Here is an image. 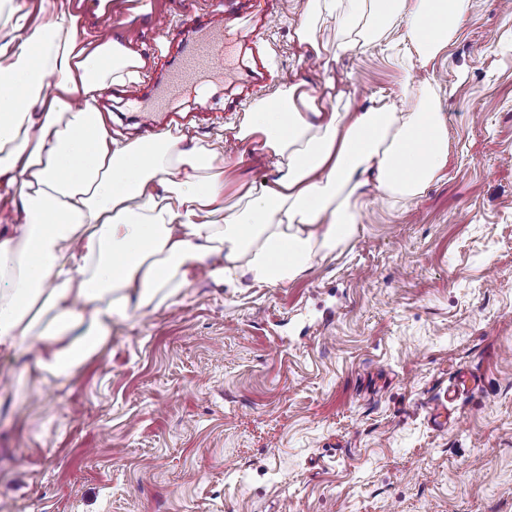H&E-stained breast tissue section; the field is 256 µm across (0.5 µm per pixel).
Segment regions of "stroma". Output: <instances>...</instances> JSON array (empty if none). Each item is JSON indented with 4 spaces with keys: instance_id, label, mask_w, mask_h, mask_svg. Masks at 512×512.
I'll return each instance as SVG.
<instances>
[{
    "instance_id": "1",
    "label": "stroma",
    "mask_w": 512,
    "mask_h": 512,
    "mask_svg": "<svg viewBox=\"0 0 512 512\" xmlns=\"http://www.w3.org/2000/svg\"><path fill=\"white\" fill-rule=\"evenodd\" d=\"M270 0L249 64L167 110L204 143L235 105L305 74L298 12ZM178 0H113V39L163 75L147 38ZM317 39L350 108H405L429 85L448 124V161L417 198L369 193L354 238L304 276L266 286L192 281L171 302L113 321L112 338L66 380L36 349L0 354V512H512V0H471L429 64L405 27L365 50ZM113 86V137L143 130ZM274 172L244 154L225 203ZM480 379L433 429L426 403L458 367Z\"/></svg>"
}]
</instances>
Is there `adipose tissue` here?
<instances>
[{
    "mask_svg": "<svg viewBox=\"0 0 512 512\" xmlns=\"http://www.w3.org/2000/svg\"><path fill=\"white\" fill-rule=\"evenodd\" d=\"M307 0L300 57L320 53L315 24L336 23L353 51L405 22L421 62L457 33L470 0ZM13 38L0 45V195L25 214L0 234V351L37 346L38 368L65 379L104 346L113 315L167 302L198 275L276 285L348 243L368 190L420 195L448 159V126L430 93L409 112L376 101L329 110L334 79L306 78L240 113L233 137L276 158L275 173L224 204L225 140L112 137L99 99L142 65L117 41L84 43L77 17L38 27L10 0ZM57 74L48 87V74Z\"/></svg>",
    "mask_w": 512,
    "mask_h": 512,
    "instance_id": "ef3b65f1",
    "label": "adipose tissue"
}]
</instances>
